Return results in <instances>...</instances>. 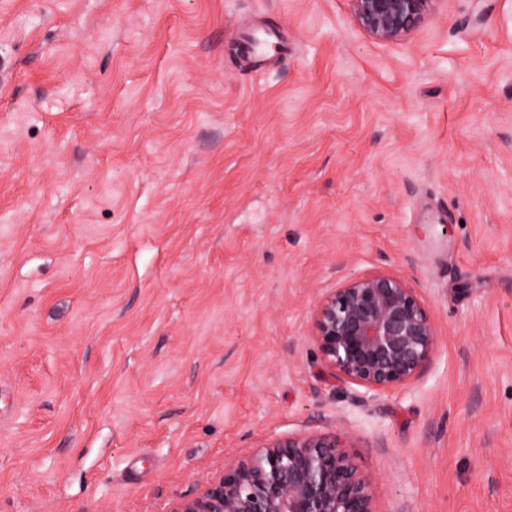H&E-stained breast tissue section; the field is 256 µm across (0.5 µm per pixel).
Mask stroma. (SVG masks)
I'll return each instance as SVG.
<instances>
[{"instance_id":"stroma-1","label":"stroma","mask_w":512,"mask_h":512,"mask_svg":"<svg viewBox=\"0 0 512 512\" xmlns=\"http://www.w3.org/2000/svg\"><path fill=\"white\" fill-rule=\"evenodd\" d=\"M375 271L437 347L372 395L311 334ZM335 427L376 512H512V0L390 42L349 0H0V512H167ZM285 48V43L276 32H264L262 37H255L248 48V53L257 65H262L277 52Z\"/></svg>"}]
</instances>
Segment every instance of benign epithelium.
I'll use <instances>...</instances> for the list:
<instances>
[{"label": "benign epithelium", "mask_w": 512, "mask_h": 512, "mask_svg": "<svg viewBox=\"0 0 512 512\" xmlns=\"http://www.w3.org/2000/svg\"><path fill=\"white\" fill-rule=\"evenodd\" d=\"M357 25L382 41L410 33L434 0H350ZM312 339L332 377L368 392L418 378L437 344L431 316L399 277L345 281L319 302ZM349 435L313 431L267 440L176 498L169 512H376L369 478L347 451Z\"/></svg>", "instance_id": "7a95c632"}]
</instances>
